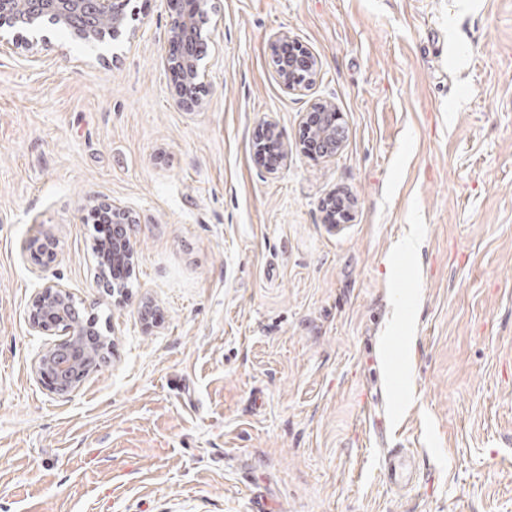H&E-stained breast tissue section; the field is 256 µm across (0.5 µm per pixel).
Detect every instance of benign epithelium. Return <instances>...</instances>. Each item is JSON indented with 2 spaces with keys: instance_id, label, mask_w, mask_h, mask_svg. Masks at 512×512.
<instances>
[{
  "instance_id": "benign-epithelium-1",
  "label": "benign epithelium",
  "mask_w": 512,
  "mask_h": 512,
  "mask_svg": "<svg viewBox=\"0 0 512 512\" xmlns=\"http://www.w3.org/2000/svg\"><path fill=\"white\" fill-rule=\"evenodd\" d=\"M129 3L130 0H0V47L9 44L5 35L20 24L32 34L30 45L46 40L43 34L46 18L88 45L115 41L125 27ZM170 3L168 44L177 43L180 49L175 54L166 52L161 62L169 70L179 72L183 83L200 89L208 76L204 26L210 0H170ZM287 42L284 35L275 38L272 63L284 89L295 92L313 83L316 70L312 54L299 44L292 54L283 57L281 46ZM306 133L320 147L322 156L338 152L347 135L340 113L326 101L311 104ZM103 208L112 212L115 224L135 223L130 211L120 204L107 202ZM112 252L127 265H133L135 251L125 239L112 241ZM32 307L33 330L63 335L56 347L36 357L35 376L51 392L68 396L101 361L109 343L83 324L81 315L70 306V291L59 283L49 282L39 289Z\"/></svg>"
}]
</instances>
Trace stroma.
<instances>
[{"instance_id":"stroma-1","label":"stroma","mask_w":512,"mask_h":512,"mask_svg":"<svg viewBox=\"0 0 512 512\" xmlns=\"http://www.w3.org/2000/svg\"><path fill=\"white\" fill-rule=\"evenodd\" d=\"M213 3L192 111L167 0L103 58L52 29L0 49V512H512V0ZM278 34L316 59L301 91ZM318 100L332 156L303 147ZM111 201L137 218L120 304L82 218ZM49 282L112 342L67 396L33 372ZM403 449L415 482L387 484ZM285 35L275 38L272 44V63L279 77V80L288 92L301 90L302 87L309 86L316 77V70L312 54L302 45L296 44L295 51L291 54L294 47L289 46ZM284 55L290 54L287 58ZM341 115L330 102L317 101L311 104L305 126L304 144L312 139L320 148V155L337 153L345 139L346 129L340 122ZM310 128V130H309ZM308 133V134H307Z\"/></svg>"}]
</instances>
